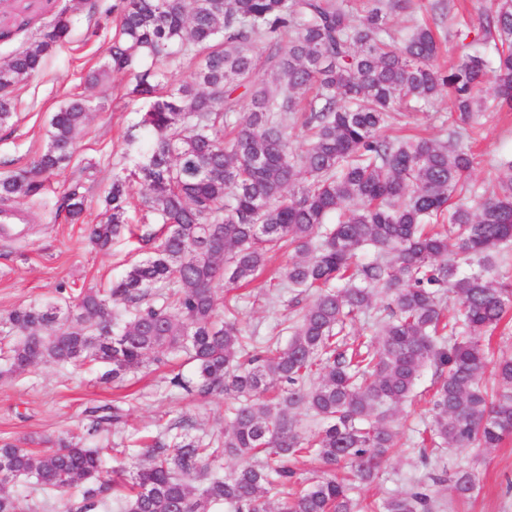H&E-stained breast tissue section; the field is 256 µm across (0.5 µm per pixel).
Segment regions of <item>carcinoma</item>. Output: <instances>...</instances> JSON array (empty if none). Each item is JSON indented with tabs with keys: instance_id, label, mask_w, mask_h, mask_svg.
Wrapping results in <instances>:
<instances>
[{
	"instance_id": "carcinoma-1",
	"label": "carcinoma",
	"mask_w": 512,
	"mask_h": 512,
	"mask_svg": "<svg viewBox=\"0 0 512 512\" xmlns=\"http://www.w3.org/2000/svg\"><path fill=\"white\" fill-rule=\"evenodd\" d=\"M33 7L17 0L0 23ZM409 9L411 0H364L356 22L350 0L112 6V45L91 81L134 73L130 95L152 99L140 121L150 148L113 175L87 237L107 250L125 234L128 187L140 180L148 193L138 239L149 252L106 292L13 310L5 372L98 362L111 366L101 376L109 381L184 353L195 372L169 384L200 399L224 396L231 417L217 435H195L187 420L167 426L132 470L107 471L89 446L122 422L118 405L87 409L82 435L48 438L42 451L1 442L0 512H30L25 497L4 490L22 478L78 490L69 512H94L119 487L122 512H268L274 497L276 512H433L428 484L379 507L351 496L398 447V412L429 367L439 375L419 433L423 459L428 447L512 439V356L490 347L512 314V274L496 261L512 251V159L499 163L489 190L471 181L475 157L463 145L480 119L512 112V0H484L476 19L494 60L464 53L451 66L439 61L441 44L460 22L448 16L439 34L416 23L399 39L390 14ZM69 28L61 11L43 39L0 62V126L14 116L10 93ZM186 61L191 80L161 91ZM262 70L273 80L260 79ZM443 91L455 115L447 140L386 134L392 114L420 111ZM90 110L83 98L61 106L37 162L0 179V199L31 197L68 165ZM295 129L306 133L301 150ZM63 207L77 221L84 197L73 190ZM275 251L287 254L277 288L308 303L285 346H259L242 334L228 293L257 280ZM366 251L374 257L363 261ZM380 294L378 327L347 342ZM299 408L324 421L318 437L299 427ZM226 457L244 464L223 474ZM305 457L318 463L312 481L297 467ZM451 488L469 499L479 478L460 468Z\"/></svg>"
}]
</instances>
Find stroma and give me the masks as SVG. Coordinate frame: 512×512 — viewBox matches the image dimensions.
<instances>
[{"label":"stroma","mask_w":512,"mask_h":512,"mask_svg":"<svg viewBox=\"0 0 512 512\" xmlns=\"http://www.w3.org/2000/svg\"><path fill=\"white\" fill-rule=\"evenodd\" d=\"M114 2L82 0L74 7L70 0H50L42 13L19 14L11 22L12 36L0 40V58L12 56L42 37L55 13L67 8L74 11L66 40L46 56L38 75L12 93L15 116L0 127V178L32 165L45 147L51 116L71 97H85L91 105L70 164L51 176L39 195L11 205L16 228L11 237H0V347L14 340L5 320L15 308L83 289L110 288L131 262L146 256L136 239L127 236L106 252L93 249L84 238V226L96 221L113 174L133 168L146 148V133L139 120L148 102L130 96L132 75L115 74L96 86L87 81L112 43L117 24ZM449 111L447 95H440L422 111L411 113L408 128L446 138ZM473 150L477 156L473 181L494 185L498 160L512 156V112L489 118ZM89 161L95 167L88 173L84 166ZM73 189L85 199L83 220L78 224L71 223L61 209L64 195ZM288 318V307L275 299L265 279L240 291L237 319L246 333L286 345ZM172 367L187 375L192 372L182 356ZM169 368L151 365L108 383L101 380L105 365L91 363L66 368L40 365L0 377V442L28 448L45 437H68L85 423L86 408L115 401L125 410V422L96 439L112 466L126 461L144 436L183 419L190 420L199 435L223 431V396L200 400L185 395L167 382ZM434 378V368H427L417 384L415 400L399 416L401 448L394 450L379 478L358 486L353 497L379 503L411 490L420 480L469 465L480 474L479 492L460 502L450 487H443L437 512H512V441L488 450L441 449L429 461H421L413 440L428 421V391Z\"/></svg>","instance_id":"1"}]
</instances>
